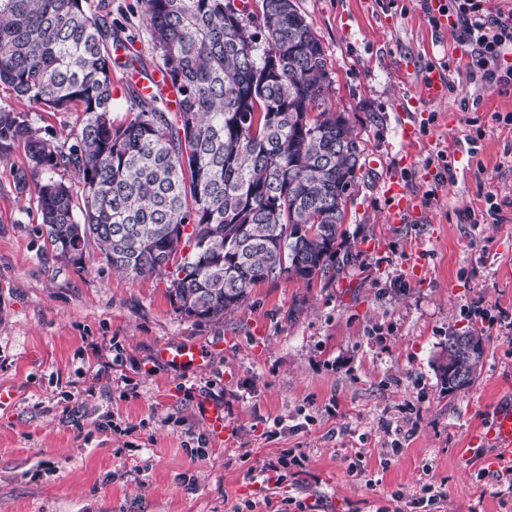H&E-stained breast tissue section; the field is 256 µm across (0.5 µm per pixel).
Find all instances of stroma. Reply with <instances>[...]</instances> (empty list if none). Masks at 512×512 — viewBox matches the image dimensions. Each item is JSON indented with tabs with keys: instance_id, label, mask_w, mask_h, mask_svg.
I'll return each mask as SVG.
<instances>
[{
	"instance_id": "obj_1",
	"label": "stroma",
	"mask_w": 512,
	"mask_h": 512,
	"mask_svg": "<svg viewBox=\"0 0 512 512\" xmlns=\"http://www.w3.org/2000/svg\"><path fill=\"white\" fill-rule=\"evenodd\" d=\"M328 61L330 100L360 142L343 228L349 257L311 283L256 285L233 314L198 322L171 304L166 276L112 270L97 247L62 260L37 189L18 192L15 146L0 162V512H512V466L489 468L471 441L512 399V87L470 71L425 0H298ZM122 26L143 70L162 66L140 0H87ZM448 98L399 113L428 69ZM0 108L64 143L81 119L44 112L0 84ZM422 143L399 166L396 125ZM466 178L438 181L437 152ZM417 205L385 221L384 179ZM501 223L483 224L488 195ZM477 329L483 368L444 392L435 359L450 330ZM192 345L174 368L161 348ZM221 403L231 441L211 435L202 400ZM275 438H268L272 427ZM284 448L305 455L282 484L248 476ZM358 463L362 476L349 475ZM442 499L413 504L425 483ZM159 359L172 367L200 365L205 356L199 348L192 346L165 347L159 352Z\"/></svg>"
}]
</instances>
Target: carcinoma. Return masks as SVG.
<instances>
[{
  "label": "carcinoma",
  "instance_id": "cac0c4a2",
  "mask_svg": "<svg viewBox=\"0 0 512 512\" xmlns=\"http://www.w3.org/2000/svg\"><path fill=\"white\" fill-rule=\"evenodd\" d=\"M85 2L0 0V83L45 110L83 113L64 148L0 109V159L26 149L19 193L42 171L78 174L79 200L61 181L38 189L59 255L80 264L93 242L115 271L164 274L176 310L205 321L235 312L259 283L328 272L361 150L328 105L325 51L297 0H259L255 15L229 0H141L179 91L172 113L130 83L115 97L112 72L141 61ZM121 101L135 113L126 124L112 120ZM483 357L477 330L449 332L442 389L470 387Z\"/></svg>",
  "mask_w": 512,
  "mask_h": 512
}]
</instances>
